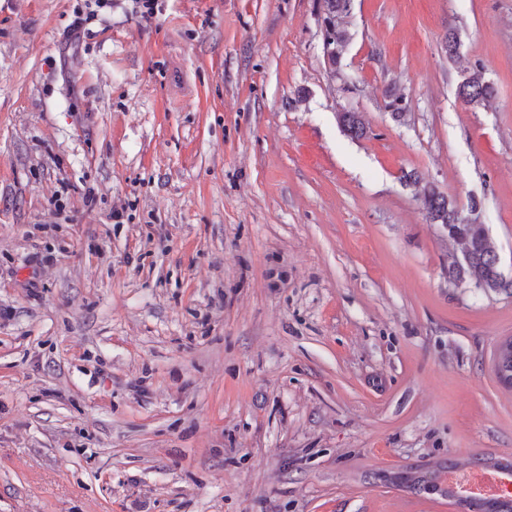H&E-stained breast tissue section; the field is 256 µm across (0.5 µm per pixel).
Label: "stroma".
<instances>
[{
  "label": "stroma",
  "mask_w": 512,
  "mask_h": 512,
  "mask_svg": "<svg viewBox=\"0 0 512 512\" xmlns=\"http://www.w3.org/2000/svg\"><path fill=\"white\" fill-rule=\"evenodd\" d=\"M343 26L333 68L321 0H0V512H452L392 476L512 459V293L401 180L512 276V0ZM494 94V88L484 80L480 70L474 71L459 85L458 96L466 105H480ZM419 199L430 223L451 226L467 239L461 246V259L453 257L448 264L449 280L473 281L476 288L485 289V285L489 291L511 290L512 280L501 276L502 273L505 277L500 269V255L489 238L486 225L454 224V202L431 184H425L420 189Z\"/></svg>",
  "instance_id": "stroma-1"
}]
</instances>
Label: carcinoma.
Here are the masks:
<instances>
[{
	"instance_id": "cac0c4a2",
	"label": "carcinoma",
	"mask_w": 512,
	"mask_h": 512,
	"mask_svg": "<svg viewBox=\"0 0 512 512\" xmlns=\"http://www.w3.org/2000/svg\"><path fill=\"white\" fill-rule=\"evenodd\" d=\"M325 40L328 61L336 66L341 56L336 54V46H346L349 34L338 21L350 13L351 0H323ZM494 94V88L484 80L481 71L476 70L459 85L458 96L466 105L477 106ZM386 109L396 121H402L406 114L405 97L397 90L390 96ZM339 121L352 137L360 138L367 134V128L358 112H342ZM419 199L427 218L432 224L451 226L462 234L466 241L461 246L463 256L452 258L448 264V280L483 283L489 291H507L512 288V280L501 276L500 255L492 244L486 226L482 224L456 223L454 202L431 184L424 185Z\"/></svg>"
}]
</instances>
